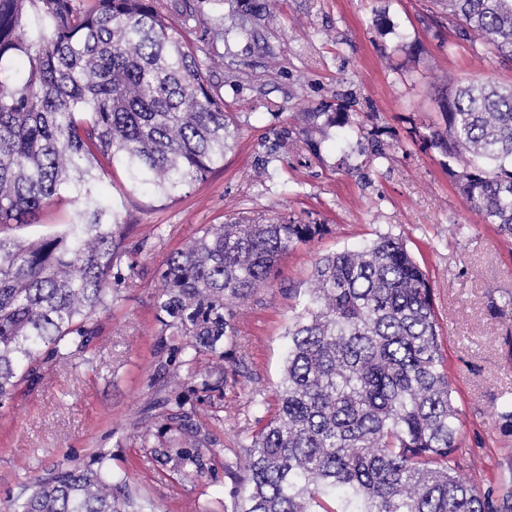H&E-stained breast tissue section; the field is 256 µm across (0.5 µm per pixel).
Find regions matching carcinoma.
Wrapping results in <instances>:
<instances>
[{"mask_svg":"<svg viewBox=\"0 0 512 512\" xmlns=\"http://www.w3.org/2000/svg\"><path fill=\"white\" fill-rule=\"evenodd\" d=\"M448 21L512 61V0H444ZM195 0H0V404L49 361L85 354L106 298L128 287L125 226L98 187L126 167L134 189L172 199L224 163L237 126L181 31ZM448 158L464 202L512 235V85L448 81ZM74 219L37 239L4 235L61 192ZM325 224H208L160 270L155 372L186 376L150 409L159 465L207 470L212 439L195 404L224 400L243 366L234 308L270 288L290 250ZM288 327L274 403L244 445L245 506L235 512H512V477L477 487L460 474L458 409L432 287L392 235L320 258ZM183 342L175 345V338ZM8 512H155L100 453L36 474Z\"/></svg>","mask_w":512,"mask_h":512,"instance_id":"1","label":"carcinoma"}]
</instances>
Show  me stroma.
<instances>
[{"label": "stroma", "instance_id": "1", "mask_svg": "<svg viewBox=\"0 0 512 512\" xmlns=\"http://www.w3.org/2000/svg\"><path fill=\"white\" fill-rule=\"evenodd\" d=\"M248 2L196 0L199 21L187 34L202 57L214 58L207 77L238 128L223 167L173 202L134 190L123 166L101 177L131 227L126 245L136 266L99 313L88 359L46 363L0 407V512L32 474L101 451L158 512H232L242 473L224 464L240 452L244 432L259 428L256 401H273L280 386L284 335L315 262L386 234L404 241L433 288L465 477L495 481L512 458V430L497 418L512 398V236L466 206L444 157L423 140L445 127L439 97L448 80L507 86L512 61L471 42L441 0H261L265 12L246 29L216 38V18ZM75 209L62 193L14 234H52ZM241 216L328 230L295 246L274 286L238 310L246 375L222 406L198 404L216 444L206 453L208 472L183 483L138 439L161 395L153 382L158 274L203 225Z\"/></svg>", "mask_w": 512, "mask_h": 512}]
</instances>
